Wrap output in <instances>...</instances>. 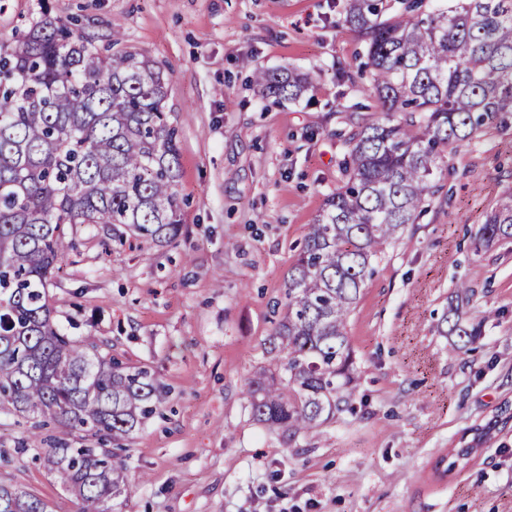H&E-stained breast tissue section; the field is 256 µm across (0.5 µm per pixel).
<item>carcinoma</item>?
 I'll list each match as a JSON object with an SVG mask.
<instances>
[{"mask_svg":"<svg viewBox=\"0 0 512 512\" xmlns=\"http://www.w3.org/2000/svg\"><path fill=\"white\" fill-rule=\"evenodd\" d=\"M391 0H349L343 23L367 44L381 117L347 139L346 182L311 225L288 276V304L269 339L273 368L251 381V418L289 439L333 420L356 390L348 317L372 261L435 193L443 159L494 125L512 124V0H437L426 14ZM265 99L296 102L311 88L294 70H263ZM168 79L112 30L102 52L48 12L0 47V412L32 420L22 448L78 512H107L127 493L124 442L161 414L155 371L129 366L94 338L67 335L49 286L76 224L128 226L146 240L178 235L177 130ZM512 239V197L481 228ZM467 344L479 326L456 319ZM53 424L60 435L48 440ZM0 512H52L0 483Z\"/></svg>","mask_w":512,"mask_h":512,"instance_id":"obj_1","label":"carcinoma"}]
</instances>
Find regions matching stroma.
<instances>
[{
	"label": "stroma",
	"instance_id": "obj_1",
	"mask_svg": "<svg viewBox=\"0 0 512 512\" xmlns=\"http://www.w3.org/2000/svg\"><path fill=\"white\" fill-rule=\"evenodd\" d=\"M125 46L170 79L185 200L177 238L145 242L78 224L50 287L55 320L170 389L127 442L130 492L116 512H512V239L476 248L512 192V127L448 156L438 190L375 259L348 319L358 387L320 431L294 441L252 420L248 383L269 367L288 271L344 180L346 140L373 117L365 45L348 0H0V46L42 6ZM309 74V99L275 103L253 70ZM482 319L466 349L446 330L460 282ZM0 413V483L52 512L74 497L16 447ZM457 448L468 463L444 471Z\"/></svg>",
	"mask_w": 512,
	"mask_h": 512
}]
</instances>
